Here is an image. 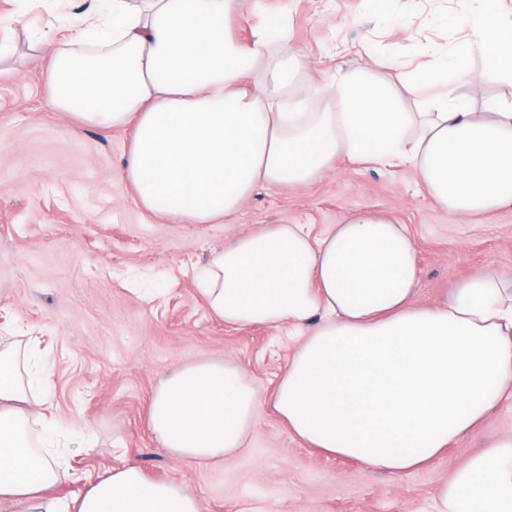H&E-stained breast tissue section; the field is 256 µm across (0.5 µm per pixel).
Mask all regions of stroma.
Returning a JSON list of instances; mask_svg holds the SVG:
<instances>
[{"label":"stroma","instance_id":"stroma-1","mask_svg":"<svg viewBox=\"0 0 512 512\" xmlns=\"http://www.w3.org/2000/svg\"><path fill=\"white\" fill-rule=\"evenodd\" d=\"M93 0H0V334L36 337L47 407L71 433V473L91 483L132 464L182 482L201 512H433L434 493L465 460L512 434V398L429 466L395 477L322 454L295 438L271 399L297 339L288 326L238 329L212 317L197 275L212 251L269 224L323 235L357 211L385 212L418 254L420 304L484 268L512 273V207L467 219L434 203L410 167L338 162L299 190L259 189L224 224L153 217L125 176L133 131L76 123L54 111L32 48L76 23ZM469 0H242L233 32L278 13L321 81L336 68L395 75L421 51L451 49ZM207 358L236 361L261 402L244 450L212 463L160 450L147 422L160 381Z\"/></svg>","mask_w":512,"mask_h":512}]
</instances>
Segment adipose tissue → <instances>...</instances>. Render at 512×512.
<instances>
[{
	"instance_id": "1",
	"label": "adipose tissue",
	"mask_w": 512,
	"mask_h": 512,
	"mask_svg": "<svg viewBox=\"0 0 512 512\" xmlns=\"http://www.w3.org/2000/svg\"><path fill=\"white\" fill-rule=\"evenodd\" d=\"M241 0H95L75 35L38 46L46 95L83 125L134 129L125 174L152 215L220 224L261 188H303L337 162L414 167L439 206L472 216L512 206V103L473 109L453 74L473 57L512 79V13L470 10L468 35L398 83L337 71L260 28L231 31ZM310 92L296 94L297 84ZM422 101L410 112L405 100ZM404 225L358 212L312 240L298 224L240 235L212 254L202 292L232 327L283 324L299 345L274 407L308 446L402 476L438 457L512 396V276L489 269L433 306L418 301ZM45 370L0 338V503L12 512H201L182 483L113 468L72 500ZM259 396L237 363L203 359L159 383L147 411L179 459L233 457ZM439 512H512V436L490 442L437 488Z\"/></svg>"
}]
</instances>
